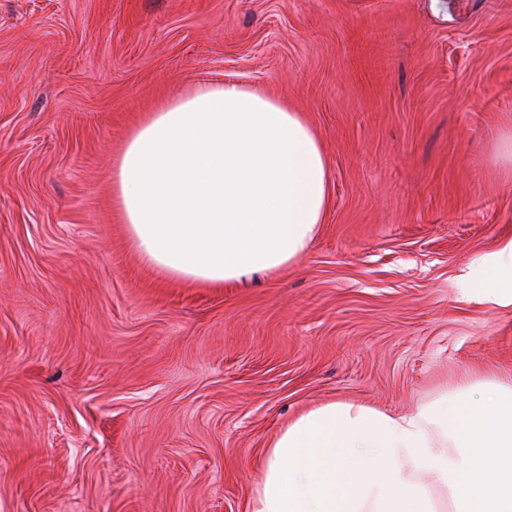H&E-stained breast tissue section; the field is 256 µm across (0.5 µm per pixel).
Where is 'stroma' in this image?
<instances>
[{
  "mask_svg": "<svg viewBox=\"0 0 512 512\" xmlns=\"http://www.w3.org/2000/svg\"><path fill=\"white\" fill-rule=\"evenodd\" d=\"M0 0V512H252L289 421L512 378V0ZM285 99L331 198L228 288L146 266L112 161L197 83ZM512 283V244L490 255L474 283L480 294L497 298L509 297L512 303V291L498 288L505 281Z\"/></svg>",
  "mask_w": 512,
  "mask_h": 512,
  "instance_id": "obj_1",
  "label": "stroma"
}]
</instances>
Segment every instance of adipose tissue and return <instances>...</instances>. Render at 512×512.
Segmentation results:
<instances>
[{
    "mask_svg": "<svg viewBox=\"0 0 512 512\" xmlns=\"http://www.w3.org/2000/svg\"><path fill=\"white\" fill-rule=\"evenodd\" d=\"M330 188L302 114L235 82L188 87L148 113L112 163V200L143 263L220 288L304 255ZM507 281L512 244L487 258L475 285L503 298ZM479 447L491 467L475 494H460ZM425 473L452 512H512V382L397 417L351 403L311 409L269 442L252 512H436Z\"/></svg>",
    "mask_w": 512,
    "mask_h": 512,
    "instance_id": "adipose-tissue-1",
    "label": "adipose tissue"
}]
</instances>
